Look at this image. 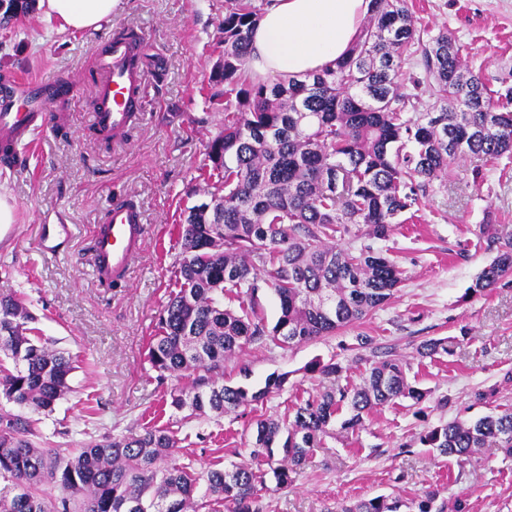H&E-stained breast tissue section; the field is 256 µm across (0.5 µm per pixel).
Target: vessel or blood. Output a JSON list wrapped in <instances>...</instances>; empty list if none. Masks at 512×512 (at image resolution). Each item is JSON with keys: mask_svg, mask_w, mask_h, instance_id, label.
<instances>
[{"mask_svg": "<svg viewBox=\"0 0 512 512\" xmlns=\"http://www.w3.org/2000/svg\"><path fill=\"white\" fill-rule=\"evenodd\" d=\"M142 35L114 32L96 54V79L90 89L96 106L90 114L95 131L123 140L144 105L150 82L163 73L162 66L144 64ZM80 85L58 78L0 81V147L22 155L33 138L50 122H65L60 107L82 94ZM147 230L141 207L129 197L116 196L104 208L92 233L93 273L100 284L122 280L140 252Z\"/></svg>", "mask_w": 512, "mask_h": 512, "instance_id": "1", "label": "vessel or blood"}]
</instances>
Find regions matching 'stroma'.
I'll use <instances>...</instances> for the list:
<instances>
[{"instance_id":"35a3bbf8","label":"stroma","mask_w":512,"mask_h":512,"mask_svg":"<svg viewBox=\"0 0 512 512\" xmlns=\"http://www.w3.org/2000/svg\"><path fill=\"white\" fill-rule=\"evenodd\" d=\"M224 5L225 0H122L109 22L87 32L65 28L39 7L0 27V79L54 75L85 82L97 49L121 27L143 32L147 59L165 62L125 143L108 147L89 132L92 101L83 96L68 103L64 128L37 135L26 166L0 165V195L15 214L14 223L0 224V289L23 295L37 335L79 360L71 392L38 417L52 445L76 449L180 418L170 405L177 382L159 380L148 344L175 289L182 213L205 201L212 185L206 146L222 131L224 113L209 103L210 95L223 90L209 76L224 60ZM409 5L418 26L454 34L467 70L494 85L512 76V0ZM477 168L483 181L473 179ZM115 195L139 202L148 224L125 282L108 291L93 276L91 233ZM488 223L512 230V166L458 160L383 243L404 275L386 306L334 335L283 348L253 345L225 362L223 381L229 385L259 388L274 373L288 380L264 402L188 424L183 446L196 468L239 460L259 416L280 419L295 399L358 383L369 364L389 351L411 363L428 400L418 409L405 400L386 406L350 437L331 430L294 470L288 487L277 488L269 467H261L262 512H335L344 502L390 493L409 501L428 490L438 491L441 500L464 502L467 512H512V458L486 453L461 463L418 440L439 423L483 415L487 404L512 405V275L486 294L464 296L493 257L481 233ZM44 224L69 228L57 254L38 247ZM360 333L372 336L373 344L358 361L349 346ZM447 336L457 340L453 355H417L424 340ZM316 360L340 364L336 380L306 374ZM480 392L490 394V402L477 400Z\"/></svg>"}]
</instances>
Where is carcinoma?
<instances>
[{
    "label": "carcinoma",
    "mask_w": 512,
    "mask_h": 512,
    "mask_svg": "<svg viewBox=\"0 0 512 512\" xmlns=\"http://www.w3.org/2000/svg\"><path fill=\"white\" fill-rule=\"evenodd\" d=\"M35 5L0 0V25ZM258 20L254 0H226L224 63L210 75L224 85V133L207 153L218 180L209 200L183 215L179 290L161 310L149 346L159 379H188L170 392V406L189 411L188 419L224 415L282 390L286 373L270 375L256 391L226 385L224 361L256 344L313 341L388 304L403 271L376 243L389 239L456 159L474 155L496 166L512 159V86L493 89L464 71L455 37L417 27L408 0H370L346 57L272 84L248 74ZM487 243L496 256L467 288L470 295L512 273V233L489 231ZM267 290L280 310L272 326L259 303ZM33 321L22 297L0 291V353L14 364L0 363V398L49 413L70 390L73 359L34 335ZM453 344L431 338L417 353L450 355ZM341 371L334 362L308 369L322 378ZM409 371L388 354L369 365L361 384L299 401L282 423L256 419L247 456L204 471L180 454L168 428L108 435L75 452L37 447L35 421L3 411L0 482L8 493L0 512H261V466L286 487L335 423L354 433L380 407L401 399L421 404L427 392L410 382ZM419 441L461 463L483 449L512 457V408L434 426ZM46 484L56 493H46ZM437 499L434 490L411 502L380 495L340 512H464L460 501Z\"/></svg>",
    "instance_id": "cac0c4a2"
}]
</instances>
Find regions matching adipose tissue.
I'll return each instance as SVG.
<instances>
[{"mask_svg": "<svg viewBox=\"0 0 512 512\" xmlns=\"http://www.w3.org/2000/svg\"><path fill=\"white\" fill-rule=\"evenodd\" d=\"M120 0H41L65 27H98ZM370 0H270L253 29L250 67L260 76L310 73L346 55Z\"/></svg>", "mask_w": 512, "mask_h": 512, "instance_id": "ef3b65f1", "label": "adipose tissue"}]
</instances>
